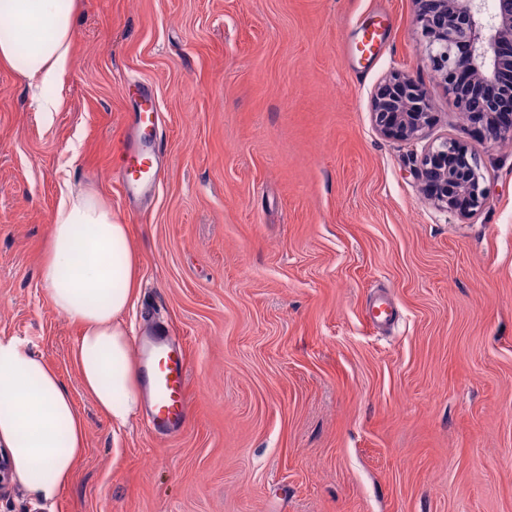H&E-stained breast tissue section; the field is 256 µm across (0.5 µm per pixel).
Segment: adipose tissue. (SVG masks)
Segmentation results:
<instances>
[{"instance_id":"obj_1","label":"adipose tissue","mask_w":512,"mask_h":512,"mask_svg":"<svg viewBox=\"0 0 512 512\" xmlns=\"http://www.w3.org/2000/svg\"><path fill=\"white\" fill-rule=\"evenodd\" d=\"M76 0H0V63L41 88L37 111L56 112L51 92L71 60ZM130 229L91 192L63 190L39 278L51 306L77 331L71 360L84 392L115 427L139 411L142 378L125 316L140 287ZM0 446L17 479L51 500L72 478L86 446L83 417L45 359L17 337H0Z\"/></svg>"}]
</instances>
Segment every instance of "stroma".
<instances>
[{
  "mask_svg": "<svg viewBox=\"0 0 512 512\" xmlns=\"http://www.w3.org/2000/svg\"><path fill=\"white\" fill-rule=\"evenodd\" d=\"M413 0H79L59 111L0 65V337L29 341L86 423L54 499L18 480L0 512H512V146L479 136L428 66ZM380 25L368 58L346 56ZM471 143L487 208L437 210L423 142L381 137L391 72ZM152 86L162 181L117 174L135 84ZM130 227L135 334L188 358V426L111 428L70 359L39 266L65 186ZM395 316L373 326L378 294Z\"/></svg>",
  "mask_w": 512,
  "mask_h": 512,
  "instance_id": "35a3bbf8",
  "label": "stroma"
}]
</instances>
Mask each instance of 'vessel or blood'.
<instances>
[{"label":"vessel or blood","instance_id":"1","mask_svg":"<svg viewBox=\"0 0 512 512\" xmlns=\"http://www.w3.org/2000/svg\"><path fill=\"white\" fill-rule=\"evenodd\" d=\"M139 102L132 115L133 135L126 140L119 178L126 192L152 193L161 180L155 138L158 111L153 91L140 86ZM141 367L145 375L148 409L146 425L153 434L169 437L182 432L187 423V364L183 350L168 330L152 326L141 342Z\"/></svg>","mask_w":512,"mask_h":512}]
</instances>
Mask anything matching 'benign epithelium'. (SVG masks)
<instances>
[{
	"label": "benign epithelium",
	"mask_w": 512,
	"mask_h": 512,
	"mask_svg": "<svg viewBox=\"0 0 512 512\" xmlns=\"http://www.w3.org/2000/svg\"><path fill=\"white\" fill-rule=\"evenodd\" d=\"M414 23L426 61L470 124L493 144L512 142V0H414ZM378 133L413 142L435 122L434 106L416 80L399 72L386 77L372 97ZM413 174L440 211L461 219L489 202L488 169L465 141L430 143Z\"/></svg>",
	"instance_id": "1"
}]
</instances>
